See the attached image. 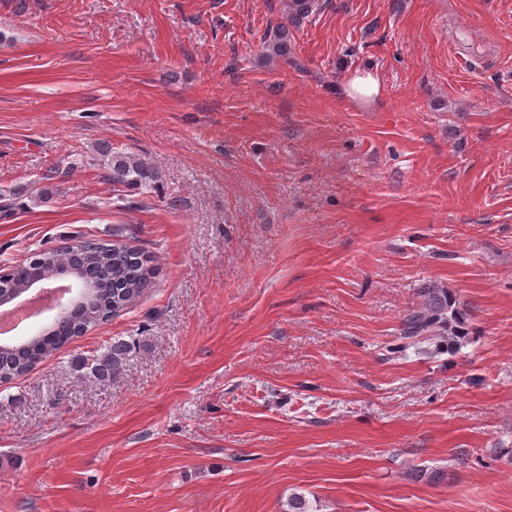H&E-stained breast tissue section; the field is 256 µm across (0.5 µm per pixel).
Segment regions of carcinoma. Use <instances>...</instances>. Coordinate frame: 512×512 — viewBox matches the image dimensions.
Here are the masks:
<instances>
[{
    "label": "carcinoma",
    "mask_w": 512,
    "mask_h": 512,
    "mask_svg": "<svg viewBox=\"0 0 512 512\" xmlns=\"http://www.w3.org/2000/svg\"><path fill=\"white\" fill-rule=\"evenodd\" d=\"M316 0H283L285 20L267 29L263 37L259 61L265 65L288 61L291 53L290 28L302 24L315 10ZM106 180L114 185L133 186L150 190L156 181L151 168L129 154L101 146ZM65 240L74 243L79 251L66 245L46 248L38 254L19 261L5 260L8 273L0 274V296H6L23 286L24 278L37 271L44 275L80 256V268L98 287L86 301L79 314L61 321L42 336L12 346L0 359V383H7L34 370L40 363L70 344L85 331L107 323L133 306L153 284L156 270L146 253L109 239L87 240L78 231H69ZM420 307L410 312L401 330V339L420 340L438 336L448 330V298L439 289H420ZM127 344L116 342L110 352L84 361L91 373L109 377L119 370Z\"/></svg>",
    "instance_id": "1"
}]
</instances>
